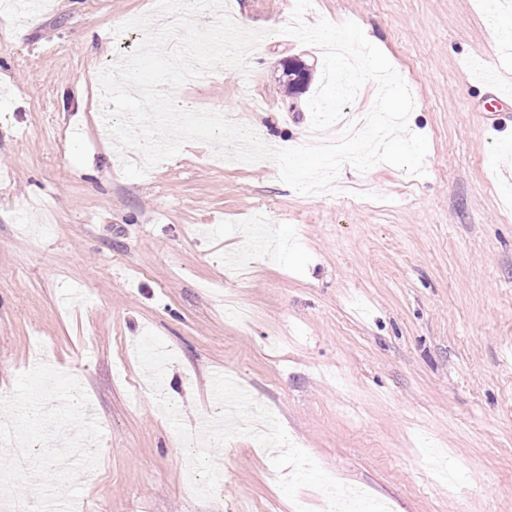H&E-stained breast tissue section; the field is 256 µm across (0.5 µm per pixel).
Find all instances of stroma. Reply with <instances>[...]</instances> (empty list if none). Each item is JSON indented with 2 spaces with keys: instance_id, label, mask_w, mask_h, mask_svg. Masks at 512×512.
<instances>
[{
  "instance_id": "stroma-1",
  "label": "stroma",
  "mask_w": 512,
  "mask_h": 512,
  "mask_svg": "<svg viewBox=\"0 0 512 512\" xmlns=\"http://www.w3.org/2000/svg\"><path fill=\"white\" fill-rule=\"evenodd\" d=\"M295 0H227L266 36L243 76L221 69L175 92L296 144L319 49L284 38ZM153 0H0V396L44 345L102 427L81 512H292L267 451L213 450L215 498L192 491L187 450L135 344L175 359L164 394L186 424L215 417L222 371L290 440L391 512H512V119L481 123L491 72L512 91V7L489 0H313L307 23L358 24L410 88L425 176L344 166L341 189L302 194L273 161L218 164L191 141L125 177L99 71L144 39L126 21ZM39 13L37 26L27 16ZM310 77L289 93L288 59Z\"/></svg>"
}]
</instances>
